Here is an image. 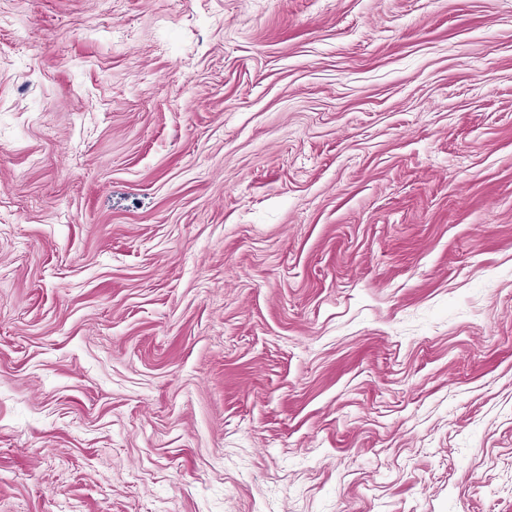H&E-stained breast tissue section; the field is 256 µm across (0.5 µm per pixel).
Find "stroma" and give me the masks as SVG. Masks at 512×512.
I'll list each match as a JSON object with an SVG mask.
<instances>
[{
  "label": "stroma",
  "mask_w": 512,
  "mask_h": 512,
  "mask_svg": "<svg viewBox=\"0 0 512 512\" xmlns=\"http://www.w3.org/2000/svg\"><path fill=\"white\" fill-rule=\"evenodd\" d=\"M0 512H512V0H0Z\"/></svg>",
  "instance_id": "stroma-1"
}]
</instances>
